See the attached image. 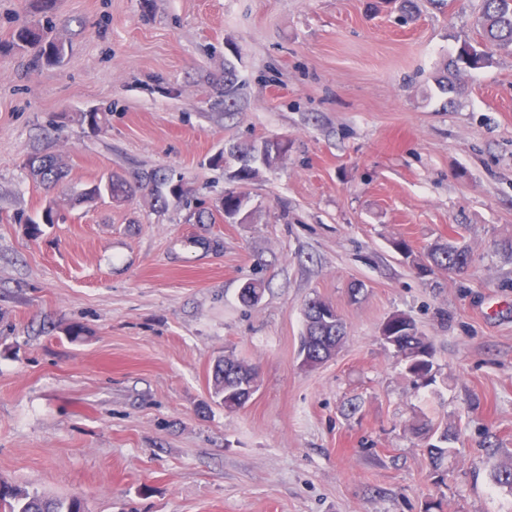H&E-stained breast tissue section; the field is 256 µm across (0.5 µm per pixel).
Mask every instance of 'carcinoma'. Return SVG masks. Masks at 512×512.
Masks as SVG:
<instances>
[{
	"label": "carcinoma",
	"mask_w": 512,
	"mask_h": 512,
	"mask_svg": "<svg viewBox=\"0 0 512 512\" xmlns=\"http://www.w3.org/2000/svg\"><path fill=\"white\" fill-rule=\"evenodd\" d=\"M484 10L481 16L482 37L485 40L483 47L472 45L464 47L460 53L450 58L446 70L448 75L438 81L441 90L450 93L455 90L452 76L460 69L476 70L489 66L492 63V54L488 48L512 51V4L508 0H483ZM33 49L36 51L34 65H52L60 62L62 47L50 39L48 31L43 27L21 26L13 34L11 43L6 46L8 50ZM271 141L265 140L260 146L241 149L233 147L230 154L237 159L247 160V164L237 172L241 185H246L254 176L256 169L254 163L260 162L270 165ZM26 167L30 175L46 190L55 189L64 183V170L58 165L55 157L50 153H35L27 158ZM169 187L166 175L158 170L146 172L139 176L136 184H131L119 176H111L105 181L93 185L90 190L82 194V200L92 202L105 197L113 201H121L139 190H148L157 197H163V189ZM470 259L467 249L459 247H443L432 249L428 253L430 264L434 267L453 270L458 258ZM394 323L407 330L406 336L398 348L403 357L409 373L425 376L432 369L433 347L425 337L419 335L416 325L409 318L402 315L392 316ZM305 331L301 338V348L307 349L308 358L304 365L314 368L323 362V354L341 345L346 335L345 324L341 317L328 320L323 315L307 306L304 309ZM228 368H218L215 374V386L218 392L224 394V408L233 410L240 407V394L238 387L240 375L256 376L255 369L235 359H229ZM451 448L448 446V433H443L439 442L429 448L433 467L440 469ZM495 484L512 493V464L503 465L494 470ZM0 512H84L82 501L77 496L65 500H49L38 495H29L9 485L0 484Z\"/></svg>",
	"instance_id": "obj_1"
}]
</instances>
